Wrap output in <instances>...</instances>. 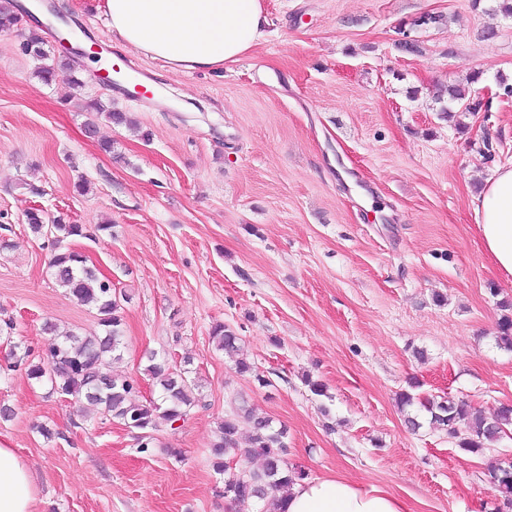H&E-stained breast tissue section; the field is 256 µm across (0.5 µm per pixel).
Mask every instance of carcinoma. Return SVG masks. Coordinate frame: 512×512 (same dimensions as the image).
Returning a JSON list of instances; mask_svg holds the SVG:
<instances>
[{
	"label": "carcinoma",
	"mask_w": 512,
	"mask_h": 512,
	"mask_svg": "<svg viewBox=\"0 0 512 512\" xmlns=\"http://www.w3.org/2000/svg\"><path fill=\"white\" fill-rule=\"evenodd\" d=\"M68 70L67 64L58 61L39 67L46 82ZM473 104L477 106L479 102L468 95L466 89L453 86L448 89V107L442 109V114L455 109L469 112ZM26 220L33 232L49 234L58 244L66 238L82 235L81 225L63 224L58 220L48 224L39 210L28 212ZM50 268L58 286L78 302L96 306L101 333L79 336L72 332L61 333L54 324L46 325L45 330L56 336V342L46 358L28 366V376L36 380L45 378L54 392L83 399L127 427L140 431L141 448L149 447L153 440L150 432L157 429L159 421H177L195 403L194 381L187 370H176L168 359L152 353L145 371L159 382L160 402L147 406L134 402V383L109 370L114 354L121 351L123 337L122 319L118 315L117 300L112 298V285L99 277L96 270L87 265L86 259L75 251L55 254ZM211 336L217 349L231 357L237 354L238 337L225 325L212 327ZM495 342L503 349L512 350L511 316L502 318ZM397 402L408 428L420 429L422 419L426 418L432 428L446 431L458 448L472 454L480 453L512 433V406L509 405L485 416L463 401L417 397L407 391L398 395ZM242 420L251 427L250 445L246 448L239 447L237 439ZM286 434L285 429L274 428L270 419L255 416L245 404L236 414L224 418L218 426L217 439L211 445L215 470L224 476V498L242 508L266 505L293 483L294 472L289 470L283 458L287 448ZM256 456L264 458L263 468L257 471L248 467ZM487 477L491 488L511 506L512 464L501 463L490 468Z\"/></svg>",
	"instance_id": "carcinoma-1"
}]
</instances>
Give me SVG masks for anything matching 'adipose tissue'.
I'll return each instance as SVG.
<instances>
[{"label":"adipose tissue","mask_w":512,"mask_h":512,"mask_svg":"<svg viewBox=\"0 0 512 512\" xmlns=\"http://www.w3.org/2000/svg\"><path fill=\"white\" fill-rule=\"evenodd\" d=\"M112 39L120 51L165 62L171 71L218 70L238 61L264 36L262 0H105ZM484 250L512 277V165L495 168L472 201ZM38 489L28 466L0 447V512H36ZM272 512H407L377 486L341 478L297 480Z\"/></svg>","instance_id":"ef3b65f1"}]
</instances>
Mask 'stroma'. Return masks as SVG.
Returning <instances> with one entry per match:
<instances>
[{"instance_id":"obj_1","label":"stroma","mask_w":512,"mask_h":512,"mask_svg":"<svg viewBox=\"0 0 512 512\" xmlns=\"http://www.w3.org/2000/svg\"><path fill=\"white\" fill-rule=\"evenodd\" d=\"M499 2L263 0L269 27L251 52L173 73L114 48L104 0H53L78 46L102 49L97 62L70 55L75 86L38 75L30 19L0 30V406L12 410L0 446L29 465L36 512H234L210 446L243 404L287 428L285 459L303 478L380 486L408 512H512L486 481L512 436L471 454L430 426L409 431L397 405L409 388L487 414L512 405V351L494 340L512 277L471 207L512 163V98L440 113L448 87L512 84ZM113 64L153 99L96 83ZM90 99L132 125L85 111ZM34 209L82 235L33 233ZM62 249L112 284L124 347L110 370L135 381L138 403L158 396L152 352L199 385L148 450L17 362L20 347L43 359L45 323L99 329L96 308L51 276ZM218 322L253 373L216 349Z\"/></svg>"}]
</instances>
